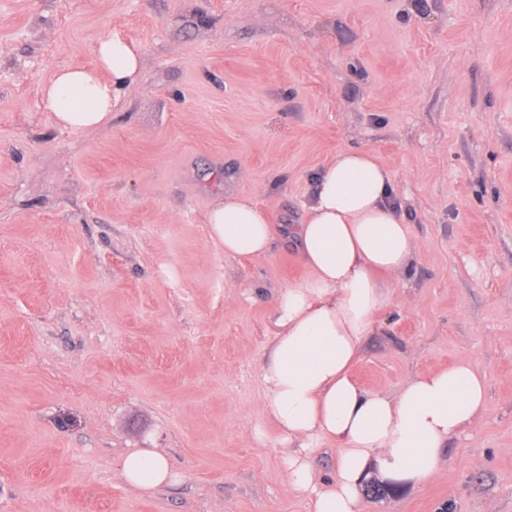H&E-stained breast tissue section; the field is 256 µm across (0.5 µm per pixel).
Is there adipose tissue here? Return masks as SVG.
<instances>
[{
    "label": "adipose tissue",
    "mask_w": 512,
    "mask_h": 512,
    "mask_svg": "<svg viewBox=\"0 0 512 512\" xmlns=\"http://www.w3.org/2000/svg\"><path fill=\"white\" fill-rule=\"evenodd\" d=\"M95 56L94 67L60 68L45 86L58 127L105 125L118 87L135 81L139 56L126 41L102 38ZM393 191L391 170L370 150L341 151L320 172L302 223L290 229L309 275L274 301L279 332L261 374L288 484L308 512H359L361 488L375 470L395 481L434 477L449 438L485 407V382L466 358L411 377L393 395L366 390L351 377L395 278L415 253ZM205 222L210 239L233 257L265 254L273 236L246 198L217 202ZM327 444L339 450L328 479L313 466ZM121 473L146 491L172 478L168 459L155 451L127 453Z\"/></svg>",
    "instance_id": "adipose-tissue-1"
}]
</instances>
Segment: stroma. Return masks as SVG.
I'll use <instances>...</instances> for the list:
<instances>
[{
    "label": "stroma",
    "instance_id": "1",
    "mask_svg": "<svg viewBox=\"0 0 512 512\" xmlns=\"http://www.w3.org/2000/svg\"><path fill=\"white\" fill-rule=\"evenodd\" d=\"M109 35L138 79L106 126L57 128L43 87ZM349 148L416 245L354 379L466 357L486 385L437 475L361 512H512V0H0V512H307L260 363L309 272L278 232L225 255L204 216L300 223ZM135 448L176 481L130 487ZM210 239L224 254L253 257L266 253L273 236L264 213L247 198L226 197L205 216Z\"/></svg>",
    "mask_w": 512,
    "mask_h": 512
}]
</instances>
